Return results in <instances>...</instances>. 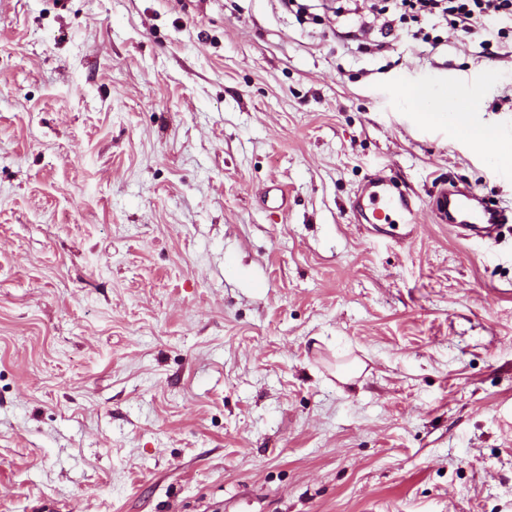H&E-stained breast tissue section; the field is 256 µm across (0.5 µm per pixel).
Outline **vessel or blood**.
Listing matches in <instances>:
<instances>
[{"mask_svg":"<svg viewBox=\"0 0 512 512\" xmlns=\"http://www.w3.org/2000/svg\"><path fill=\"white\" fill-rule=\"evenodd\" d=\"M349 210L360 224L418 223L420 207L386 177L368 178L351 200ZM437 223L449 224L462 239H493L511 221L504 209L486 205L476 194L462 189L444 190L431 207Z\"/></svg>","mask_w":512,"mask_h":512,"instance_id":"vessel-or-blood-1","label":"vessel or blood"}]
</instances>
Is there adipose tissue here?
Instances as JSON below:
<instances>
[{
    "label": "adipose tissue",
    "mask_w": 512,
    "mask_h": 512,
    "mask_svg": "<svg viewBox=\"0 0 512 512\" xmlns=\"http://www.w3.org/2000/svg\"><path fill=\"white\" fill-rule=\"evenodd\" d=\"M402 93L406 111L415 113L425 122L448 120L460 135L483 145L503 170L512 169V136L493 127L476 124L468 103L460 99L451 102L438 96L427 81L403 86Z\"/></svg>",
    "instance_id": "1"
}]
</instances>
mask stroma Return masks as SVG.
I'll list each match as a JSON object with an SVG mask.
<instances>
[{"mask_svg":"<svg viewBox=\"0 0 512 512\" xmlns=\"http://www.w3.org/2000/svg\"><path fill=\"white\" fill-rule=\"evenodd\" d=\"M299 2L0 0V512H512V227L349 214L512 206L400 95L512 60ZM349 211L358 224H419L420 205L386 177L368 178L350 201ZM431 206L437 223L452 224L464 240L495 239L509 223L507 210L486 205L468 190H442Z\"/></svg>","mask_w":512,"mask_h":512,"instance_id":"obj_1","label":"stroma"}]
</instances>
